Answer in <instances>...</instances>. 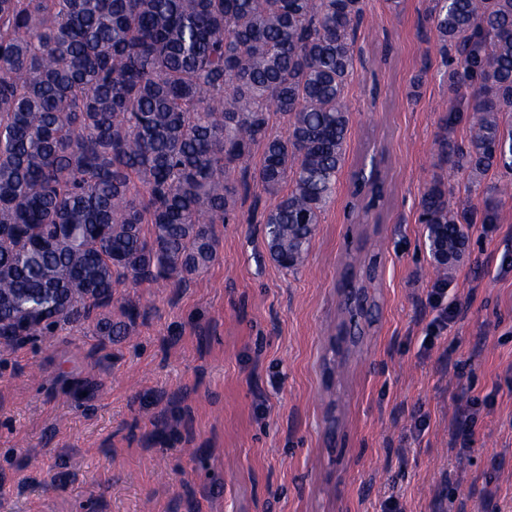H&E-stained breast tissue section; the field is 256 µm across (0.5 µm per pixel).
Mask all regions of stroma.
Here are the masks:
<instances>
[{"label":"stroma","mask_w":512,"mask_h":512,"mask_svg":"<svg viewBox=\"0 0 512 512\" xmlns=\"http://www.w3.org/2000/svg\"><path fill=\"white\" fill-rule=\"evenodd\" d=\"M430 0H363L345 91V164L296 270L270 258L251 184L218 258L189 282L122 283L103 317L0 344V512H512V194L447 276L457 319L432 350L436 277L418 221L448 67ZM379 172L374 209L354 175ZM481 208L499 168L450 179ZM373 266L369 322L346 335L343 260ZM139 313L127 319L124 306ZM477 402L465 457L455 406Z\"/></svg>","instance_id":"1"}]
</instances>
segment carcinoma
I'll use <instances>...</instances> for the list:
<instances>
[{"instance_id":"1","label":"carcinoma","mask_w":512,"mask_h":512,"mask_svg":"<svg viewBox=\"0 0 512 512\" xmlns=\"http://www.w3.org/2000/svg\"><path fill=\"white\" fill-rule=\"evenodd\" d=\"M362 15L361 0H0V337L53 336L120 282L209 267L257 153L270 256L301 266L345 163ZM431 19L450 53L438 166L512 168V0H432ZM498 193L459 213L442 177L428 186L437 274L464 257L459 225L498 223Z\"/></svg>"}]
</instances>
